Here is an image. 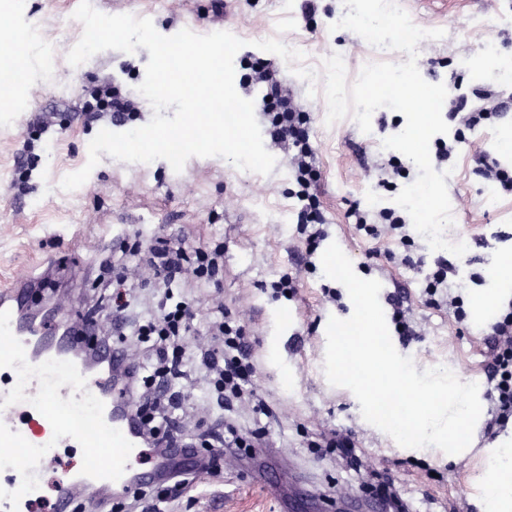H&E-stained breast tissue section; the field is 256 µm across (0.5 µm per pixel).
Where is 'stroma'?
I'll list each match as a JSON object with an SVG mask.
<instances>
[{
    "mask_svg": "<svg viewBox=\"0 0 512 512\" xmlns=\"http://www.w3.org/2000/svg\"><path fill=\"white\" fill-rule=\"evenodd\" d=\"M22 1L30 27L19 59L29 71L16 93L31 104L13 120L0 118V285L20 273L36 277L65 263L59 274L63 286L53 300L74 319L98 298L92 288L99 274L96 258L112 250L118 239L139 231L188 248L223 242V278L190 290L197 301V326L205 328L220 305L240 318L253 342L256 389L276 411L273 447L257 449L251 458L225 457L220 474L203 475L200 488L168 502L162 512H279V494L296 491L314 496L315 512H351L348 500L365 498V491L347 490L343 460L313 454L298 433L302 427L311 433L351 430L365 451L366 469L394 473L418 512H482L475 478L482 449L494 445L484 435V422H477L471 451L462 458L399 446L364 420L349 389L330 385L324 373L327 322L352 315L350 297L323 303L321 288L327 279L318 271L303 275L295 299L272 298L271 281L296 268L301 249L295 235L297 201L290 196L294 184L283 154H276V166L267 175L238 170L220 157L189 158L177 173L163 159L127 163L105 155L81 187L61 189L67 174L86 165L88 145L100 130L77 119L85 88L112 78L134 98L142 122L151 120L152 106L138 91L149 53L142 47L132 53L106 50L71 66L67 54L83 31L73 17L79 0ZM309 2L314 12L305 10ZM396 2L416 26L444 30L443 38L418 46L417 66L424 80L446 86L448 101L462 99L467 110L477 109L481 101L475 92L483 88L512 99V82L488 77L478 64L488 40L497 45L500 58L512 60V0ZM98 8L110 15L150 18L164 36L185 28L200 35L218 27L231 30L245 42L234 58L239 81L245 60L261 55L258 41L303 43L300 65L316 71L314 81L295 75L278 55L270 60L311 117L329 241L351 259L357 275L378 280L382 292L398 287L407 293L411 315L424 335L396 349L412 358L417 370L442 365L461 382L483 383L484 339L498 311L512 300V287L503 288L498 278L502 257L512 255V196L475 174L473 157L484 154L512 166V149L502 145L504 131L512 128V113L466 131L452 157L435 166L448 174L454 218L449 232L468 241L466 253L455 260V285L467 311L466 321L459 324L448 312L420 302L423 278L438 258L423 236H416L411 251L414 267L391 265L368 272L364 266L373 263V251L387 245L360 237L345 220L354 205L374 211L393 207V193L377 185V167L390 155L383 140L402 131L406 118L382 107L374 111L367 133L350 116L327 124L322 61L340 54L352 82L365 64L401 63L407 61L406 53L373 47L348 29L332 30V23L347 12L343 0H224L219 17L212 13V0H98ZM42 115L51 117L57 131L47 143L33 139ZM28 140L34 143L36 168L29 192L22 195L12 183ZM475 273L482 282L472 281ZM429 467L441 472V480L428 479Z\"/></svg>",
    "mask_w": 512,
    "mask_h": 512,
    "instance_id": "35a3bbf8",
    "label": "stroma"
}]
</instances>
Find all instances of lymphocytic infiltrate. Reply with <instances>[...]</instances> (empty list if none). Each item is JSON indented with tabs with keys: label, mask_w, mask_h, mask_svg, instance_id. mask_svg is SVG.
Segmentation results:
<instances>
[{
	"label": "lymphocytic infiltrate",
	"mask_w": 512,
	"mask_h": 512,
	"mask_svg": "<svg viewBox=\"0 0 512 512\" xmlns=\"http://www.w3.org/2000/svg\"><path fill=\"white\" fill-rule=\"evenodd\" d=\"M243 87L263 91L258 112L265 133L271 146L287 157L295 183L293 196L299 203L296 232L304 248L301 264L305 272H315V255L328 237V224L317 192L320 173L308 132L310 116L295 105L271 62L255 60ZM80 117L87 125L106 119L129 126L139 119L140 113L121 85L106 79L86 89ZM346 218L364 237L377 239L385 235L396 241L397 250L384 252L387 262L413 266L406 250L414 239L401 211H367L354 206L347 211ZM132 257L139 258L150 270L161 290L155 312L147 316L135 315L132 288L126 275L111 274L114 261L124 262ZM100 270L110 275V289L89 307L84 321L93 326H114L122 349L135 346L148 353L146 359L114 369V377L136 417L140 437L145 447L161 454L175 448L193 449L195 464L169 470L170 484L163 490L155 492L136 483L116 491L112 497L99 498L98 505L102 512H113L117 507L124 512H159L160 504L193 489L196 472L211 473L218 469L221 449L234 448L247 454L261 447L268 434L266 420L272 410L253 386L257 367L252 342L231 312H218L210 321L207 344H189L194 334L196 307L186 292L185 281L190 278L205 286L216 280L224 270L223 244L188 251L161 237L147 248L138 241H124L119 258H105ZM455 275V265L447 258H439L425 278L423 303L429 308L448 310L460 321L465 317L464 298L450 290ZM488 338L490 355L484 375L490 418L485 433L494 437L512 425V303L491 324ZM197 367L207 371L204 396L215 419L211 428L192 438L181 428L185 407L178 383ZM243 404L250 405L253 413V425L245 431L235 424L238 408Z\"/></svg>",
	"instance_id": "obj_1"
}]
</instances>
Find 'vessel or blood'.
I'll return each mask as SVG.
<instances>
[{"label": "vessel or blood", "mask_w": 512, "mask_h": 512, "mask_svg": "<svg viewBox=\"0 0 512 512\" xmlns=\"http://www.w3.org/2000/svg\"><path fill=\"white\" fill-rule=\"evenodd\" d=\"M29 307V291L23 279H16L9 286L0 288V311L9 312L10 330L23 344L27 362L32 365L50 359L73 362L86 380L87 391L103 401L105 423L120 430L126 439L135 444L137 435L134 418L113 389L109 376L112 366L124 362L123 353L113 348L108 337L103 336L99 339L95 355H87L81 336L73 331L63 332L61 316L37 321L27 316ZM37 391V381H30L25 390L26 401L1 409L0 422L20 433L31 444L41 446L48 445L53 438L48 420L28 402L29 397L36 395ZM57 442V447L49 448L35 470L36 475H44L48 465L52 464L58 471L54 484L55 512H70L77 489L106 493L117 485L124 487L135 481L147 483L156 477L155 471L144 469L147 451L136 444L124 474L114 482L82 475V448L75 439L65 437Z\"/></svg>", "instance_id": "b4317fda"}]
</instances>
